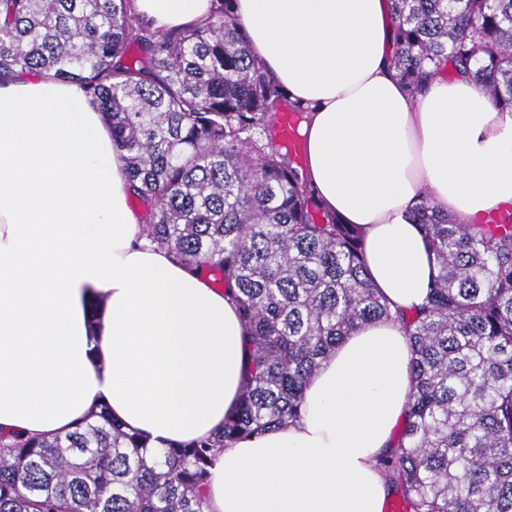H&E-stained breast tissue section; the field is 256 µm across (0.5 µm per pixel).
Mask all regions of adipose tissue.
Returning a JSON list of instances; mask_svg holds the SVG:
<instances>
[{
    "label": "adipose tissue",
    "mask_w": 512,
    "mask_h": 512,
    "mask_svg": "<svg viewBox=\"0 0 512 512\" xmlns=\"http://www.w3.org/2000/svg\"><path fill=\"white\" fill-rule=\"evenodd\" d=\"M211 0H133L164 29ZM255 55L304 105V172L363 227L368 275L391 309L420 307L437 269L410 214L421 195L461 224L512 213V113L472 77L414 94L390 64L388 0H237ZM125 160L76 83H0V429L52 438L94 405L153 448L205 437L239 402L234 304L152 245ZM400 325L366 324L310 380L300 419L240 440L210 468L209 512H383L377 460L412 391Z\"/></svg>",
    "instance_id": "adipose-tissue-1"
}]
</instances>
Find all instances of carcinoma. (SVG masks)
Segmentation results:
<instances>
[{
  "instance_id": "cac0c4a2",
  "label": "carcinoma",
  "mask_w": 512,
  "mask_h": 512,
  "mask_svg": "<svg viewBox=\"0 0 512 512\" xmlns=\"http://www.w3.org/2000/svg\"><path fill=\"white\" fill-rule=\"evenodd\" d=\"M212 2L207 18L163 31L132 0H0V82L38 73L82 86L124 154L147 238L220 276L246 331L222 429L153 449L98 404L63 437L1 435L0 512H206L216 455L299 418L336 346L393 318L413 389L377 465L405 512H512V216L458 224L422 197L411 218L438 274L416 313H392L361 229L322 207L283 150L280 109L303 107L256 60L235 0ZM390 3L391 63L411 90L451 63L512 113V0Z\"/></svg>"
}]
</instances>
